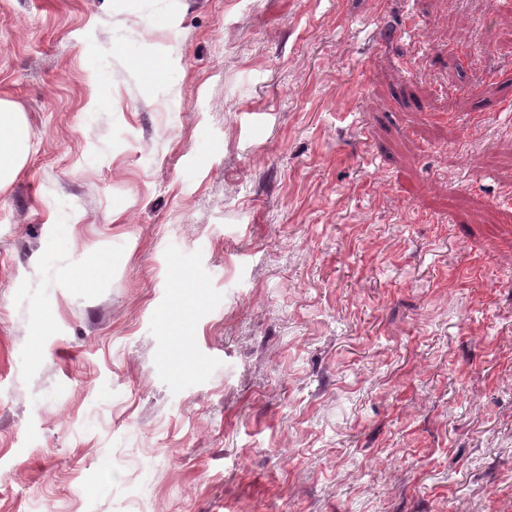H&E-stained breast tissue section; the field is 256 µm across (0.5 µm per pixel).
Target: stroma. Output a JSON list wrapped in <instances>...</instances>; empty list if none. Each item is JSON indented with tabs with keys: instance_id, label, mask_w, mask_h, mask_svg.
Here are the masks:
<instances>
[{
	"instance_id": "stroma-1",
	"label": "stroma",
	"mask_w": 512,
	"mask_h": 512,
	"mask_svg": "<svg viewBox=\"0 0 512 512\" xmlns=\"http://www.w3.org/2000/svg\"><path fill=\"white\" fill-rule=\"evenodd\" d=\"M374 10L0 0V512H512V8ZM24 114L13 102L0 99V191L9 186L28 154Z\"/></svg>"
}]
</instances>
